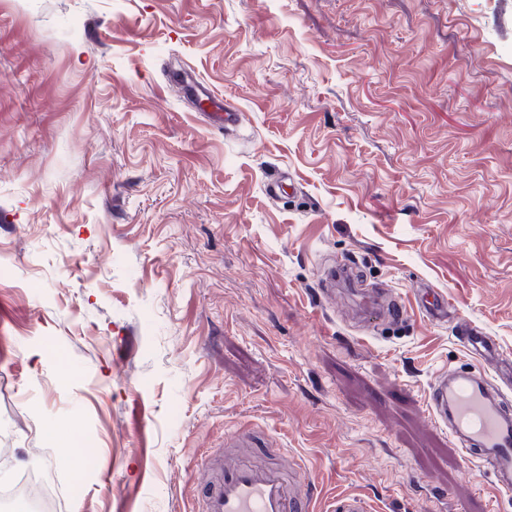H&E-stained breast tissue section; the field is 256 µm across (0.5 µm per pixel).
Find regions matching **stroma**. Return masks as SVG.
Here are the masks:
<instances>
[{"instance_id":"stroma-1","label":"stroma","mask_w":512,"mask_h":512,"mask_svg":"<svg viewBox=\"0 0 512 512\" xmlns=\"http://www.w3.org/2000/svg\"><path fill=\"white\" fill-rule=\"evenodd\" d=\"M351 261L403 322L326 309ZM462 322L512 357V0H0V484L194 512L247 425L318 512H512L428 417ZM193 90L201 104L207 102L211 107L215 108V112H207L213 122L231 127L237 126L242 122V114L239 111L224 109V113L221 112L222 107L219 98L215 97L208 87L198 83ZM418 296L428 318L439 322L448 319V301L442 296L426 288H421Z\"/></svg>"}]
</instances>
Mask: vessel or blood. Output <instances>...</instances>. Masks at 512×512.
<instances>
[{"instance_id":"b4317fda","label":"vessel or blood","mask_w":512,"mask_h":512,"mask_svg":"<svg viewBox=\"0 0 512 512\" xmlns=\"http://www.w3.org/2000/svg\"><path fill=\"white\" fill-rule=\"evenodd\" d=\"M194 93L210 104L213 122L236 126L242 114L220 110V102L203 84ZM419 297L428 318H448V302L437 293L420 289ZM377 300L361 294L359 306L375 311L377 319L397 323L405 306L390 303L377 309ZM464 346L483 360H496L494 379L477 377L471 371H441L430 390L429 418L443 428L462 455L481 468L491 469L500 493L512 491V402L504 388L512 389V359L500 356L496 343L486 333L462 329ZM253 432L240 427L226 432L223 447L210 450L201 460L192 480L199 488L196 512H313L319 495L303 461L285 448H263L258 456L245 453Z\"/></svg>"}]
</instances>
